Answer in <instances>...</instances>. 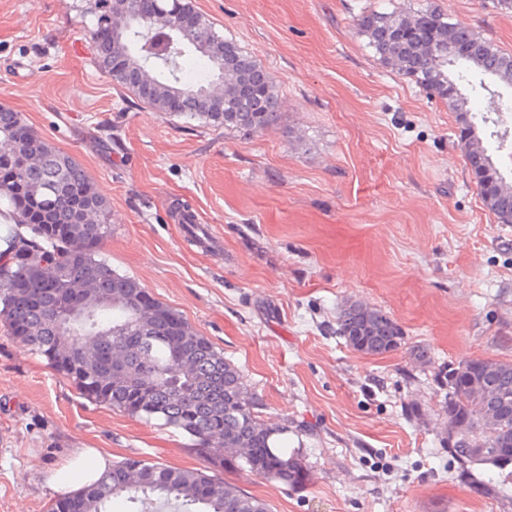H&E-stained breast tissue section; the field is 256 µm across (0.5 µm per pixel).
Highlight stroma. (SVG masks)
Wrapping results in <instances>:
<instances>
[{
    "mask_svg": "<svg viewBox=\"0 0 512 512\" xmlns=\"http://www.w3.org/2000/svg\"><path fill=\"white\" fill-rule=\"evenodd\" d=\"M79 0H0V106L79 161L109 202L102 253L234 363L288 424L293 488L219 469L173 429L84 399L0 332V512H47L77 449L205 469L271 512H512L448 453V366L512 362V224L485 209L452 112L380 65L362 14L438 5L512 55L492 0H192L272 76L277 124L245 134L159 112L98 69ZM195 213L222 240H184ZM358 302L404 332L368 356ZM340 336L354 350L366 355H384L398 349L403 341L402 328L380 310L350 302L343 305L336 318Z\"/></svg>",
    "mask_w": 512,
    "mask_h": 512,
    "instance_id": "obj_1",
    "label": "stroma"
}]
</instances>
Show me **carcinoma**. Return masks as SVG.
Returning <instances> with one entry per match:
<instances>
[{
  "label": "carcinoma",
  "mask_w": 512,
  "mask_h": 512,
  "mask_svg": "<svg viewBox=\"0 0 512 512\" xmlns=\"http://www.w3.org/2000/svg\"><path fill=\"white\" fill-rule=\"evenodd\" d=\"M92 17L98 67L143 103L207 125L256 133L278 119L269 72L224 38L189 0H83ZM382 65L409 79L455 113L483 205L497 220L512 217V180L495 166L479 129L498 120L475 112L462 87L473 72L512 90V56L461 23L446 22L434 6L417 12L371 11L358 19ZM174 38L165 58L146 49L145 28ZM204 60L203 74L186 71L188 56ZM0 326L47 365L73 381L89 401L188 438L202 455L224 449V462L291 487L305 480L302 460L288 454V424L270 426L239 369L176 309L138 279L113 269L100 246L112 236L109 204L85 167L42 138L21 112L0 106ZM67 288L65 305L48 292ZM354 350L384 355L398 349L402 328L376 309L350 302L336 318ZM482 375L501 399L481 404L466 382ZM499 414L494 424L484 416ZM448 454L464 474L497 470L512 478V459L492 448L512 446V362L477 357L448 365ZM124 497L129 512L172 507L175 512H270L268 503L204 471L127 458L101 480L55 499L49 512H112Z\"/></svg>",
  "instance_id": "1"
}]
</instances>
